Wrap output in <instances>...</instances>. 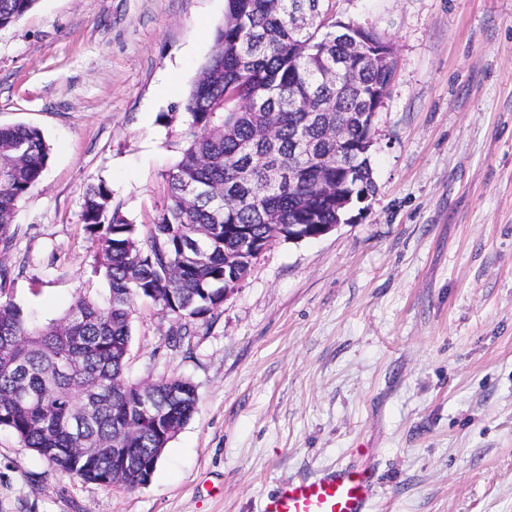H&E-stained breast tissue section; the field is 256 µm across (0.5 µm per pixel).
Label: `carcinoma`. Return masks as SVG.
<instances>
[{
  "instance_id": "carcinoma-1",
  "label": "carcinoma",
  "mask_w": 512,
  "mask_h": 512,
  "mask_svg": "<svg viewBox=\"0 0 512 512\" xmlns=\"http://www.w3.org/2000/svg\"><path fill=\"white\" fill-rule=\"evenodd\" d=\"M36 0H0V28L19 21ZM209 56L184 102L186 125L178 159L165 172L166 203L141 232L100 181L87 185L82 222L97 243L94 273L104 295L77 293L49 322L25 312L11 295L14 267L0 260V430L12 433L53 471L97 483L112 473V449L132 448L129 466L151 482L171 438L197 409L191 381H130L126 365L135 300L148 298L178 320L198 319L224 304V253L237 249L233 227L248 225L272 245L276 224H334L336 203L321 197L336 182V143L307 113H343L350 138L363 132L351 115L370 112L395 66L378 54V34L360 29L363 54L353 59L363 92L336 82V63L348 59L336 37L342 21L325 0H226ZM310 11L302 28L293 12ZM277 117L271 142L248 146L264 113ZM49 146L40 130L0 126V255L9 252L19 205L41 181ZM286 172L276 187L266 167ZM171 409L163 429L141 421L143 396ZM77 448H97L88 463Z\"/></svg>"
}]
</instances>
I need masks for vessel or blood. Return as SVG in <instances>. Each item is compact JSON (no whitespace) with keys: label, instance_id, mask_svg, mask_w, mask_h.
Wrapping results in <instances>:
<instances>
[{"label":"vessel or blood","instance_id":"1","mask_svg":"<svg viewBox=\"0 0 512 512\" xmlns=\"http://www.w3.org/2000/svg\"><path fill=\"white\" fill-rule=\"evenodd\" d=\"M377 493L374 472L350 463L282 482L262 512H373Z\"/></svg>","mask_w":512,"mask_h":512}]
</instances>
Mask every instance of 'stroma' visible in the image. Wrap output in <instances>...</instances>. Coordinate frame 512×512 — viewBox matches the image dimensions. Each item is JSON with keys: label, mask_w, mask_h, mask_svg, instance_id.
<instances>
[{"label": "stroma", "mask_w": 512, "mask_h": 512, "mask_svg": "<svg viewBox=\"0 0 512 512\" xmlns=\"http://www.w3.org/2000/svg\"><path fill=\"white\" fill-rule=\"evenodd\" d=\"M393 47L366 213L274 242L206 317L136 304L127 376L191 381L149 485L54 472L0 430V512H261L348 462L374 512H512V0H331ZM225 0H36L0 29V125L50 147L20 204L12 295L42 321L102 291L81 220L105 182L153 223Z\"/></svg>", "instance_id": "1"}]
</instances>
